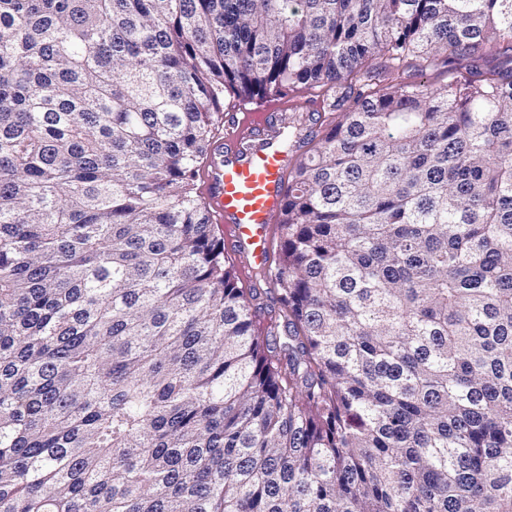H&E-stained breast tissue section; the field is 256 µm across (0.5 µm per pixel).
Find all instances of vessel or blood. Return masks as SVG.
Segmentation results:
<instances>
[{
	"label": "vessel or blood",
	"instance_id": "obj_1",
	"mask_svg": "<svg viewBox=\"0 0 512 512\" xmlns=\"http://www.w3.org/2000/svg\"><path fill=\"white\" fill-rule=\"evenodd\" d=\"M273 102L267 112H251L245 129L228 131L224 148L207 173L211 217L228 225L229 241L250 265L271 268L270 225L283 202L288 153L283 129L267 125L268 112L283 111Z\"/></svg>",
	"mask_w": 512,
	"mask_h": 512
}]
</instances>
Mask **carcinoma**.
Instances as JSON below:
<instances>
[{"label": "carcinoma", "mask_w": 512, "mask_h": 512, "mask_svg": "<svg viewBox=\"0 0 512 512\" xmlns=\"http://www.w3.org/2000/svg\"><path fill=\"white\" fill-rule=\"evenodd\" d=\"M484 43L512 0H0V512H512V67L396 77ZM302 89L263 333L197 182ZM316 91L302 90L297 93H293L288 97L278 99L288 105L287 112H281L285 109L286 105L280 102H272L268 105V111L270 113V123L272 126H293L301 127L303 133L309 134L310 131H316L319 129V123L315 120L318 119L319 110L318 104H314L311 100L315 99Z\"/></svg>", "instance_id": "1"}]
</instances>
